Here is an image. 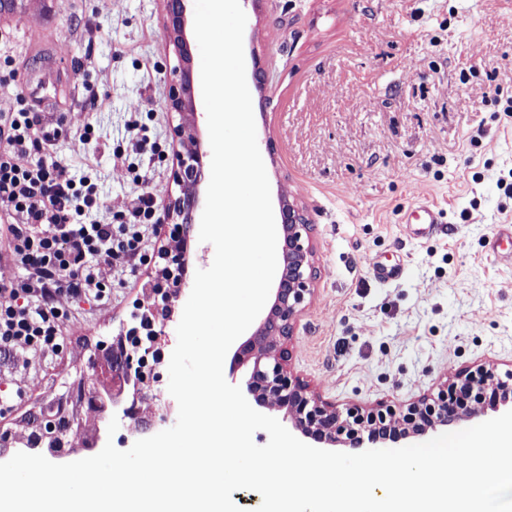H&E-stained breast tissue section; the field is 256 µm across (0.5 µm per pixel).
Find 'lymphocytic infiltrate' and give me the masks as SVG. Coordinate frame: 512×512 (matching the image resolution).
Wrapping results in <instances>:
<instances>
[{
  "label": "lymphocytic infiltrate",
  "instance_id": "lymphocytic-infiltrate-1",
  "mask_svg": "<svg viewBox=\"0 0 512 512\" xmlns=\"http://www.w3.org/2000/svg\"><path fill=\"white\" fill-rule=\"evenodd\" d=\"M58 137L28 108L0 118V256L10 259L19 274L0 283V354L19 344L50 357L63 345L57 334L67 312L57 303L61 293L75 300L104 301L110 288L98 280L99 264L132 268L146 258L149 223L157 211V197L144 191L133 211V223L98 220L102 208L98 179L93 173L67 174L47 149ZM44 150L26 167L16 154Z\"/></svg>",
  "mask_w": 512,
  "mask_h": 512
}]
</instances>
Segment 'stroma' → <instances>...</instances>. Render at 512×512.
I'll return each mask as SVG.
<instances>
[{
	"mask_svg": "<svg viewBox=\"0 0 512 512\" xmlns=\"http://www.w3.org/2000/svg\"><path fill=\"white\" fill-rule=\"evenodd\" d=\"M14 2L0 13V116L24 100L57 128L52 151L69 173L97 171L102 221L130 214L146 187L166 204L182 137L157 108L176 63L164 0ZM240 5L271 199L303 208L315 250L294 373L342 407L408 403L467 367L512 368V264L489 249L512 220V0ZM424 200L444 222L419 236L407 218ZM170 230L155 225L146 264L97 267L110 301L58 296V357L18 346L0 358V391L20 394L0 427H43L99 350L138 326ZM380 264L401 276L377 280Z\"/></svg>",
	"mask_w": 512,
	"mask_h": 512,
	"instance_id": "obj_1",
	"label": "stroma"
}]
</instances>
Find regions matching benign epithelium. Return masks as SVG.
<instances>
[{
    "label": "benign epithelium",
    "mask_w": 512,
    "mask_h": 512,
    "mask_svg": "<svg viewBox=\"0 0 512 512\" xmlns=\"http://www.w3.org/2000/svg\"><path fill=\"white\" fill-rule=\"evenodd\" d=\"M188 0H166L169 38L178 65L172 69V83L165 109L179 117L174 134L181 136L185 125L195 124L191 51L186 34ZM207 157L199 139L189 140L178 155L175 173L178 195L162 217L173 225L170 244L164 249V266L158 270L154 292L160 296L165 320L174 313L185 284L189 240L183 236L179 220L193 215L200 204L201 168ZM286 224L282 233L288 248L282 251L288 269V284L275 289L272 304L254 333L234 354L231 371L247 368L246 391L270 411L284 412L302 435L330 445L370 447L386 440L418 437L448 423L480 412L512 410V370L503 374L495 367L478 366L461 370L449 378L435 394L424 395L408 404L379 402L373 406L352 404L339 409L322 399L289 367L288 341L307 297L313 293L314 251L310 243V224L301 208L283 200ZM112 404L130 402L124 416L141 419L137 403L146 402L140 388L142 379L154 374V366L136 360L132 354L112 367Z\"/></svg>",
    "instance_id": "benign-epithelium-1"
}]
</instances>
